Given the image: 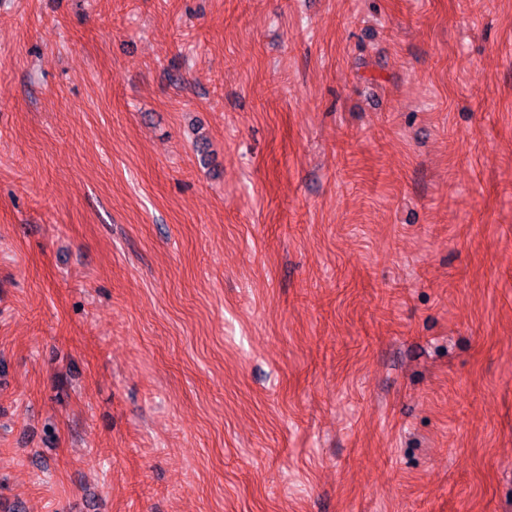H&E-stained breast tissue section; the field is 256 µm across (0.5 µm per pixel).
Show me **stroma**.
Returning a JSON list of instances; mask_svg holds the SVG:
<instances>
[{
    "instance_id": "obj_1",
    "label": "stroma",
    "mask_w": 512,
    "mask_h": 512,
    "mask_svg": "<svg viewBox=\"0 0 512 512\" xmlns=\"http://www.w3.org/2000/svg\"><path fill=\"white\" fill-rule=\"evenodd\" d=\"M0 512H512V0H0Z\"/></svg>"
}]
</instances>
